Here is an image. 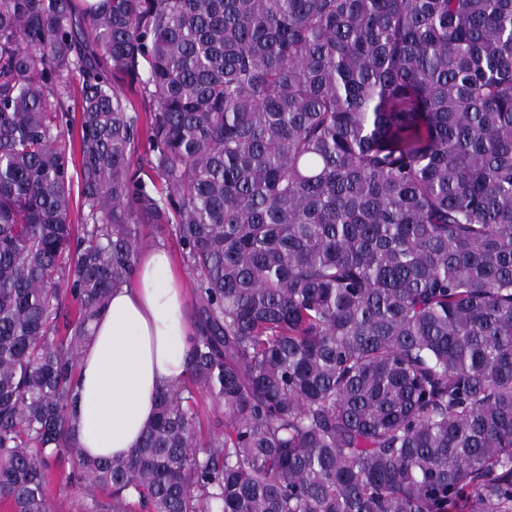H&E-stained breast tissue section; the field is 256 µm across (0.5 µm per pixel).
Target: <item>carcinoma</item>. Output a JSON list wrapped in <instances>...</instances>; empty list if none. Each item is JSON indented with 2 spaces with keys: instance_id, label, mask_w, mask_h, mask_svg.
Instances as JSON below:
<instances>
[{
  "instance_id": "cac0c4a2",
  "label": "carcinoma",
  "mask_w": 512,
  "mask_h": 512,
  "mask_svg": "<svg viewBox=\"0 0 512 512\" xmlns=\"http://www.w3.org/2000/svg\"><path fill=\"white\" fill-rule=\"evenodd\" d=\"M148 223L189 369L87 457ZM65 449L101 512H512V0H0V504ZM196 396L200 408V426L203 436L224 431V408L219 407L206 393L196 390Z\"/></svg>"
}]
</instances>
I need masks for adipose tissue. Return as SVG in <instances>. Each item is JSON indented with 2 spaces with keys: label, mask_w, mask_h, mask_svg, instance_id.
<instances>
[{
  "label": "adipose tissue",
  "mask_w": 512,
  "mask_h": 512,
  "mask_svg": "<svg viewBox=\"0 0 512 512\" xmlns=\"http://www.w3.org/2000/svg\"><path fill=\"white\" fill-rule=\"evenodd\" d=\"M93 329L79 364L75 441L82 454L109 459L140 444L159 392L186 375L194 327L164 244L138 254Z\"/></svg>",
  "instance_id": "obj_1"
}]
</instances>
